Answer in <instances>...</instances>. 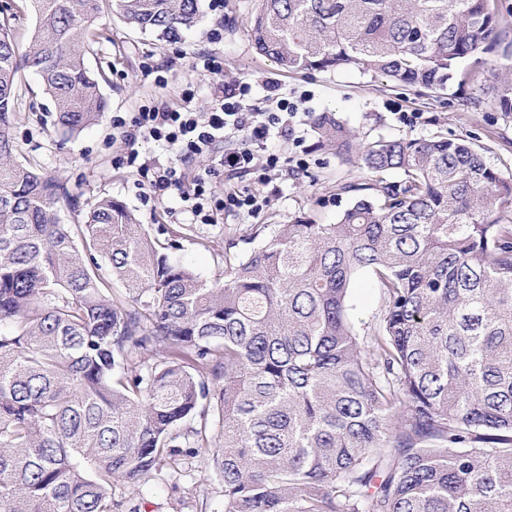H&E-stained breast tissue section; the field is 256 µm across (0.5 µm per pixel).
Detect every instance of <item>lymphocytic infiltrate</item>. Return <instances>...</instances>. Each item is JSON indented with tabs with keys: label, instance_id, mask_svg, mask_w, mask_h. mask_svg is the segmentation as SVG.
Wrapping results in <instances>:
<instances>
[{
	"label": "lymphocytic infiltrate",
	"instance_id": "lymphocytic-infiltrate-1",
	"mask_svg": "<svg viewBox=\"0 0 512 512\" xmlns=\"http://www.w3.org/2000/svg\"><path fill=\"white\" fill-rule=\"evenodd\" d=\"M249 82L238 81L224 85L207 119H200L187 109H171L163 105L145 106L131 118L116 115L113 127L123 129L128 146L126 161L137 165L144 180L142 186L149 191L163 190L176 177L174 168H150L138 164L139 147L149 142H162L177 156L218 154V164L227 171H240L266 180L268 172L285 166L279 154L268 152L266 144L274 137L293 138L296 145H303L302 137L295 134L298 107L288 98L280 97L274 108L265 112L248 110L244 101L250 97ZM240 137L246 146L240 150H223L225 140ZM182 200L186 212L194 221L209 224L215 212H257L267 206L270 196L251 192H227L217 195L210 176L197 179L193 187L184 191Z\"/></svg>",
	"mask_w": 512,
	"mask_h": 512
}]
</instances>
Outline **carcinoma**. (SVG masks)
I'll return each instance as SVG.
<instances>
[{
  "label": "carcinoma",
  "mask_w": 512,
  "mask_h": 512,
  "mask_svg": "<svg viewBox=\"0 0 512 512\" xmlns=\"http://www.w3.org/2000/svg\"><path fill=\"white\" fill-rule=\"evenodd\" d=\"M108 2L163 39L201 16L200 0H33L23 52L0 23V507L140 512L113 482L205 450L222 512H512V178L460 138L358 147L322 112L321 146L405 179L341 186L358 196L334 224L221 231L222 282L116 199L61 224L73 196L16 160L18 73H39L58 126L97 123L85 36ZM254 2V48L285 73L436 93L481 82L462 62L502 44L512 69L492 0ZM493 107L512 114L511 76ZM360 273L383 294L367 349L349 317Z\"/></svg>",
  "instance_id": "cac0c4a2"
}]
</instances>
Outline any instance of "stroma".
<instances>
[{
	"mask_svg": "<svg viewBox=\"0 0 512 512\" xmlns=\"http://www.w3.org/2000/svg\"><path fill=\"white\" fill-rule=\"evenodd\" d=\"M201 4L203 14L197 26L174 40L131 29L111 11H104L85 62L100 79L106 110L99 122L78 134H68L55 125L52 101L40 76L22 72L12 136L19 160L64 183L77 197V210L59 209L61 223H82L98 200L112 197L122 201L145 229L160 224L184 227L181 259L204 279L223 277L224 265L216 257L224 248L220 226L285 224L298 216L312 224H333L351 201L350 195L337 194V186L368 182L365 171L318 148L313 120L327 111L365 142L437 134L465 138L488 164L503 175H512V115L492 108L493 83L434 94L356 70L288 74L252 46L249 20L254 0H201ZM210 53L223 56V76L197 67L198 58ZM159 75L165 77V84L156 83ZM239 80L252 83L257 103L273 85L289 99H302L305 117L297 133L304 138L308 172L299 174L289 167L271 172V184L279 193L267 207L250 214L220 213L215 225L202 230L184 212L180 188L173 186L145 197L138 187L136 168L121 162L127 147L112 127V115L132 117L141 105L152 101L181 105L186 90L191 93V109L205 113L221 83ZM202 231L209 238L204 246L198 240ZM349 298L355 331L367 336L381 314V292L369 276L361 275L352 283ZM112 496L140 503L143 512H220L223 502L222 487L206 452L164 465L146 484L114 483Z\"/></svg>",
	"mask_w": 512,
	"mask_h": 512,
	"instance_id": "35a3bbf8",
	"label": "stroma"
}]
</instances>
